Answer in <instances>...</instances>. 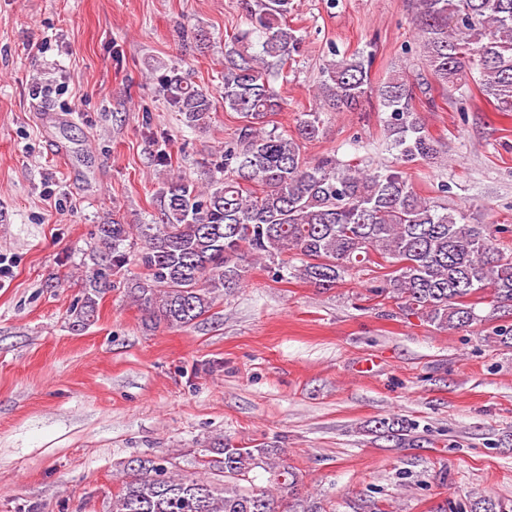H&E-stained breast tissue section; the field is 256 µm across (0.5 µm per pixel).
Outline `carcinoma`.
Wrapping results in <instances>:
<instances>
[{"label": "carcinoma", "instance_id": "cac0c4a2", "mask_svg": "<svg viewBox=\"0 0 512 512\" xmlns=\"http://www.w3.org/2000/svg\"><path fill=\"white\" fill-rule=\"evenodd\" d=\"M428 75L411 83L395 71L377 89L385 109L390 149L405 165L430 161L439 141L426 130L415 91L455 88L473 76L497 111L512 112V0H416ZM290 0H256L252 32L226 53L221 100L237 113L236 138L211 161L219 176L205 187L172 177L162 192L158 224H124L117 215L97 225L99 249L89 256L77 325L97 317L99 299L136 261L142 276L128 292L147 325L194 324L225 291L238 287L253 259L270 270L317 288L331 289L349 271L371 264L392 268L374 293L436 326L464 330L483 321L478 305L512 311V254L502 241L508 226L491 231L472 222L469 210L421 196L399 167L373 171L326 154L305 158L306 142L323 135L321 113L301 114L296 135L267 129L285 98L274 86L299 38L288 25ZM372 55L355 52L323 65L316 97L330 112H351L371 92ZM163 91L189 128H202L215 110L209 88L176 73ZM378 429L398 443L407 427L395 419ZM281 448H246L230 441L203 449L195 466L202 477L173 473L163 457H138L112 494V512H277L278 499H298L294 471L280 467ZM270 486L247 490L257 470ZM470 512H504L499 501L479 496Z\"/></svg>", "mask_w": 512, "mask_h": 512}]
</instances>
